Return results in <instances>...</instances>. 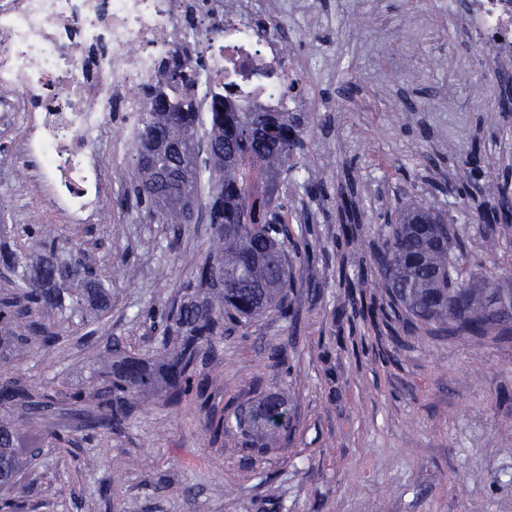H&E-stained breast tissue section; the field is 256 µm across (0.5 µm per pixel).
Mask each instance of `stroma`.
I'll return each instance as SVG.
<instances>
[{
  "label": "stroma",
  "instance_id": "stroma-1",
  "mask_svg": "<svg viewBox=\"0 0 512 512\" xmlns=\"http://www.w3.org/2000/svg\"><path fill=\"white\" fill-rule=\"evenodd\" d=\"M465 0H310L284 17L299 58L311 127L276 194L291 238L289 318L269 314L226 332L198 364L204 396L175 407L139 398L121 430L56 410L19 417L23 446L40 448L19 489V512H512V335L477 344L423 336L394 312L373 262L400 205L448 213L463 230L459 276L512 289V227H488L485 179L448 192L472 145L512 165V110L494 112L501 62L478 36L449 27ZM134 154L118 158L105 224L58 225L112 290V315L85 328L60 318V344L35 349L16 373L46 392L90 391L96 351L154 360L160 333L143 316L179 304L210 249L203 219L151 223L129 196ZM354 195L365 222L344 238L337 203ZM123 277H113L116 269ZM284 352L285 364L274 361ZM290 396L292 428L268 448L209 426L262 396ZM70 436L57 445L50 432Z\"/></svg>",
  "mask_w": 512,
  "mask_h": 512
}]
</instances>
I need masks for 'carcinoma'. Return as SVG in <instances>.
I'll list each match as a JSON object with an SVG mask.
<instances>
[{"mask_svg": "<svg viewBox=\"0 0 512 512\" xmlns=\"http://www.w3.org/2000/svg\"><path fill=\"white\" fill-rule=\"evenodd\" d=\"M209 115L208 152L199 159L197 134L201 112L193 97L169 101L163 92L147 96L140 115L132 186L154 224H185L194 211L214 230L212 250L195 266L183 302L169 307L155 302L145 318L163 326L164 358L152 367L140 358L112 359V348L97 354L98 370L91 395L58 391L59 400L83 407L95 400V423L122 428L137 398L156 390L167 403L179 404L192 391L199 359L212 352L224 329L276 312L288 318L285 296L290 270L284 251L288 222L280 213L275 185L291 170L301 131L288 112H241L230 103ZM468 174L491 172L495 162L478 147L464 161ZM210 189L200 198L203 169ZM493 203L481 217L489 227L512 226V195L497 182L488 184ZM387 225L384 248L376 263L390 300L404 318L430 332L482 341L512 335V289L487 282L473 288L459 278L453 250L463 234L430 207H408ZM346 230L362 224L355 203L340 205ZM10 246H0V406L19 409L34 420L50 415L52 403L34 385L8 372L15 358L60 341L50 317L69 314L102 319L109 313L111 291L93 266L60 260L48 243L44 225L29 224L13 232ZM288 403L263 398L255 410L236 418L246 443L263 448L288 430ZM18 423L0 415V486H15L34 449L22 448Z\"/></svg>", "mask_w": 512, "mask_h": 512, "instance_id": "cac0c4a2", "label": "carcinoma"}]
</instances>
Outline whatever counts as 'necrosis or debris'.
<instances>
[{
	"instance_id": "1",
	"label": "necrosis or debris",
	"mask_w": 512,
	"mask_h": 512,
	"mask_svg": "<svg viewBox=\"0 0 512 512\" xmlns=\"http://www.w3.org/2000/svg\"><path fill=\"white\" fill-rule=\"evenodd\" d=\"M288 0H0V181L38 194L56 223H100L112 193V112L137 138L142 93L168 62L197 67L200 111L305 112L279 34ZM452 27L476 28L512 66V0H468Z\"/></svg>"
}]
</instances>
